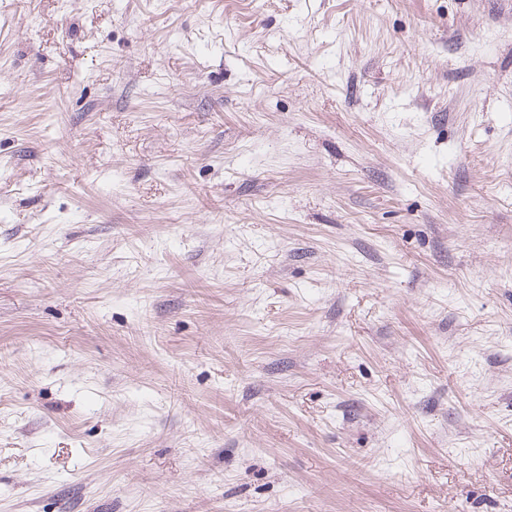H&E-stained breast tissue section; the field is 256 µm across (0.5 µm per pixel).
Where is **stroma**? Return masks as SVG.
I'll return each instance as SVG.
<instances>
[{"label":"stroma","instance_id":"stroma-1","mask_svg":"<svg viewBox=\"0 0 512 512\" xmlns=\"http://www.w3.org/2000/svg\"><path fill=\"white\" fill-rule=\"evenodd\" d=\"M0 512H512V0H0Z\"/></svg>","mask_w":512,"mask_h":512}]
</instances>
